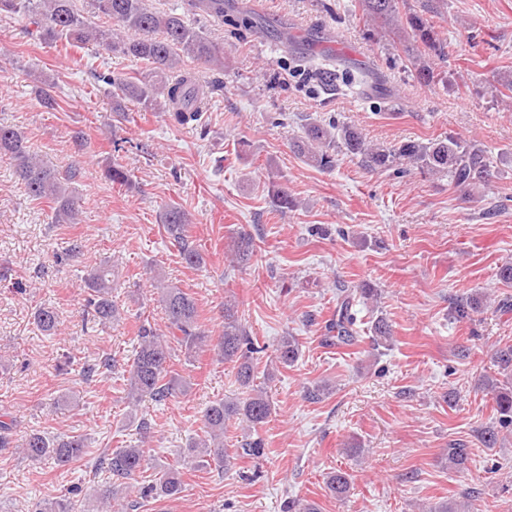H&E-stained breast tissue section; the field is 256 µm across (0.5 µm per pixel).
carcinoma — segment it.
Instances as JSON below:
<instances>
[{
	"label": "carcinoma",
	"instance_id": "obj_1",
	"mask_svg": "<svg viewBox=\"0 0 512 512\" xmlns=\"http://www.w3.org/2000/svg\"><path fill=\"white\" fill-rule=\"evenodd\" d=\"M362 11L371 20L380 22V37L388 40L394 49H402L421 80L426 83L447 80L437 62L446 57V45L438 38L434 25L426 14H438L432 0H423L420 8L409 0H360ZM94 12L113 20L115 27L100 26L80 14L74 0H0V15H23L36 27L39 39L56 42L63 40L71 47L95 46L107 54H121L149 64V70L128 80L115 78L112 72H98L97 79L115 88L112 111H123L122 101L129 99L157 110L174 112L182 121L196 117L208 91L195 76L183 68V58L190 57L224 71V43L204 36L192 27L184 15L176 12L151 10L146 0H91ZM186 10L201 12L218 20L224 19V0H186ZM317 76L328 91L344 81L330 63L304 64ZM297 156L306 165L320 171L336 166V152L358 160L369 169L390 170L404 164L428 175L448 177V184L468 192L473 199L482 198L483 189L492 176L491 161L486 151L474 139L450 136L428 142L405 140L390 146L371 144L362 132L347 123H328L313 120L306 123L303 135L294 143ZM0 157L10 160L16 179L34 200L51 204L57 224L80 223L81 203L72 184L80 177L82 167L74 161L63 172L47 166L31 149L26 137L17 129L0 125ZM267 192L276 207L291 210L298 201L276 180L268 181ZM162 228L169 242L178 251L189 268L200 267L205 259L188 233L187 213L177 204H167L160 214ZM254 255L252 237L238 236L230 250V263L244 265ZM117 273L111 262L104 261L92 268L84 278L89 291L88 304L94 317L106 324L121 318L122 312L115 295ZM159 294L168 333L143 325L139 329L138 346L121 365L107 358L102 368L115 378L125 381L126 400L135 408L145 399L165 401L184 391L186 381L171 369L172 344L184 349L191 360L213 347L219 360L235 364L237 382L246 389V395L231 400L218 399L208 405L202 415V436L192 441L181 462L157 472L152 481L137 484V475L143 473L145 450L140 446H125L104 452L96 458V469L108 473V484L94 488L86 495L88 502L103 512H127L133 506L129 501L135 493L142 499H175L184 489L182 469L197 458H205L222 468L236 457L262 459L265 443L259 437L247 436L229 452L224 444L226 423L238 419L248 428L265 424L272 415L269 397L254 388L255 366L253 354L259 352L245 326L233 308L224 305V325L217 338L199 322L197 300L166 277L153 271L151 276ZM377 291L365 284L340 289L336 301V319L329 326L336 342L351 345L356 341L352 306L355 298L374 300ZM484 298L474 294L454 303V316L459 322L472 321L483 307ZM41 331L51 335L58 331L59 321L50 307L38 309L34 316ZM372 343L380 346L391 339V326L386 318L376 317L370 326ZM301 354V345L294 336L281 338L274 351V365H293ZM498 377H484L483 390L492 395L501 425H512V345L499 347L493 353ZM17 447L32 462H50L58 468L68 467L89 453L87 441L80 435L49 437L40 431L27 432L18 439ZM448 468L468 469L470 450L459 442L446 448L444 456ZM350 476L337 469L327 474L325 485L330 495L341 501L347 498Z\"/></svg>",
	"mask_w": 512,
	"mask_h": 512
}]
</instances>
